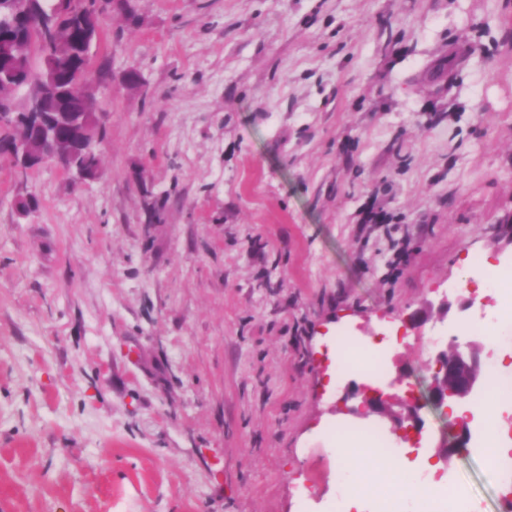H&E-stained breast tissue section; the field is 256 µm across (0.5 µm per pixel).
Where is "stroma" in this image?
I'll return each instance as SVG.
<instances>
[{"label": "stroma", "instance_id": "stroma-1", "mask_svg": "<svg viewBox=\"0 0 512 512\" xmlns=\"http://www.w3.org/2000/svg\"><path fill=\"white\" fill-rule=\"evenodd\" d=\"M132 5L91 50L98 175L0 161V512H335L324 423L361 381L319 349L387 338L400 410L470 317L449 281L512 266V0ZM420 416L387 452L498 512L482 424L448 453Z\"/></svg>", "mask_w": 512, "mask_h": 512}]
</instances>
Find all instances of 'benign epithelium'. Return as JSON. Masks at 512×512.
Listing matches in <instances>:
<instances>
[{"label": "benign epithelium", "instance_id": "7a95c632", "mask_svg": "<svg viewBox=\"0 0 512 512\" xmlns=\"http://www.w3.org/2000/svg\"><path fill=\"white\" fill-rule=\"evenodd\" d=\"M118 5L123 6L127 14H133L129 0H95L92 6L93 13L88 15V20L99 25ZM20 22L27 33L34 36L41 35L53 25L50 19L33 11L26 12L25 16L20 18ZM30 53L29 40L16 42L6 62V69L9 74L15 76V83L9 91L0 93V157H8L12 161L19 160L18 170L21 172L46 162H56L72 170L76 147L84 142L91 127L103 125L102 114L92 112L88 119L72 122L60 112L43 111V101L55 92L58 81L45 70L19 67V61ZM67 80L73 88L86 94L91 102H96L98 80L90 67L86 66L70 73ZM21 88L26 90V104L19 108L16 106L15 96ZM17 110L24 112L28 120L22 134L13 131L14 115ZM76 174L80 178L94 177V174L82 169L76 170ZM434 362L435 369L426 401L435 407L449 401H469L481 379L485 377L479 351L472 346L466 349L438 346ZM357 398L361 400L360 405L347 407L349 413L359 416L374 414L386 419L392 431L402 432L407 439L420 433L422 420L419 416V402L412 399L402 411L395 412L380 390L366 387L361 391L346 393L342 403L346 404ZM467 441L466 420L449 421L448 438L443 447L452 451L465 447Z\"/></svg>", "mask_w": 512, "mask_h": 512}]
</instances>
